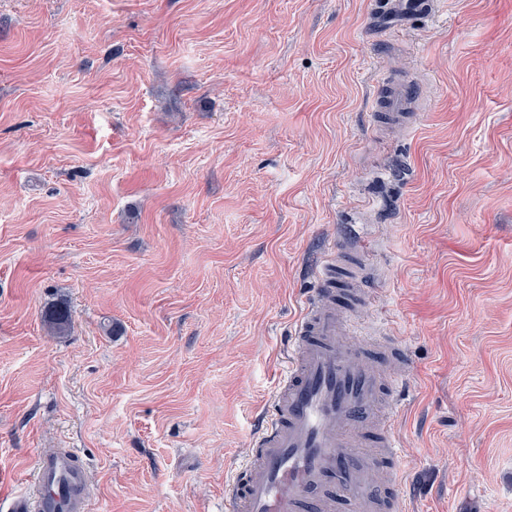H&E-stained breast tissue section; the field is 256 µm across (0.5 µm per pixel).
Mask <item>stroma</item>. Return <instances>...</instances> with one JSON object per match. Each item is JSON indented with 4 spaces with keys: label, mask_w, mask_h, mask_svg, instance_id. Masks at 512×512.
<instances>
[{
    "label": "stroma",
    "mask_w": 512,
    "mask_h": 512,
    "mask_svg": "<svg viewBox=\"0 0 512 512\" xmlns=\"http://www.w3.org/2000/svg\"><path fill=\"white\" fill-rule=\"evenodd\" d=\"M354 230L404 499L512 512V0H0V499L72 448L88 512H224Z\"/></svg>",
    "instance_id": "35a3bbf8"
}]
</instances>
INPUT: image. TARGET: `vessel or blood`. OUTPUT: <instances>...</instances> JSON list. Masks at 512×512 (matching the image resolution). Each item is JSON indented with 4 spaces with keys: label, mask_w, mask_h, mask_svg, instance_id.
Wrapping results in <instances>:
<instances>
[{
    "label": "vessel or blood",
    "mask_w": 512,
    "mask_h": 512,
    "mask_svg": "<svg viewBox=\"0 0 512 512\" xmlns=\"http://www.w3.org/2000/svg\"><path fill=\"white\" fill-rule=\"evenodd\" d=\"M301 302L286 365L263 411L246 461L224 484L226 512H405L395 428L408 369L394 337L347 343L346 312L365 284L342 273L338 250L315 269ZM37 497L19 494L7 512H85L88 481L69 450L41 452Z\"/></svg>",
    "instance_id": "1"
}]
</instances>
